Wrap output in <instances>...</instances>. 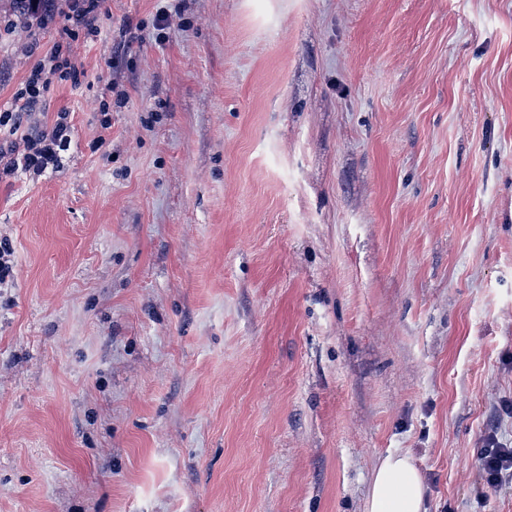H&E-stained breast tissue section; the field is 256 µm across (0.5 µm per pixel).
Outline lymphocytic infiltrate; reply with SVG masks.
Wrapping results in <instances>:
<instances>
[{"label": "lymphocytic infiltrate", "mask_w": 512, "mask_h": 512, "mask_svg": "<svg viewBox=\"0 0 512 512\" xmlns=\"http://www.w3.org/2000/svg\"><path fill=\"white\" fill-rule=\"evenodd\" d=\"M59 16L60 40L43 62L38 63L14 92L8 108L0 110V179L24 172L35 176L58 170L61 154L72 143L73 126L68 113H58L54 123L33 132L25 120L40 107L53 82L78 83L81 70L69 43L78 38L95 40L100 33L97 18L103 0H63ZM479 468L489 486L512 481V448L495 435H487L478 457Z\"/></svg>", "instance_id": "f902f5d3"}]
</instances>
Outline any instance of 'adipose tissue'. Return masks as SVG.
I'll list each match as a JSON object with an SVG mask.
<instances>
[{
    "label": "adipose tissue",
    "mask_w": 512,
    "mask_h": 512,
    "mask_svg": "<svg viewBox=\"0 0 512 512\" xmlns=\"http://www.w3.org/2000/svg\"><path fill=\"white\" fill-rule=\"evenodd\" d=\"M423 494L420 473L411 459L389 455L372 475L366 512H421Z\"/></svg>",
    "instance_id": "ef3b65f1"
}]
</instances>
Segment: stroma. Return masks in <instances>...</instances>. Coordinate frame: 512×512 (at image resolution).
I'll return each instance as SVG.
<instances>
[{
	"label": "stroma",
	"instance_id": "1",
	"mask_svg": "<svg viewBox=\"0 0 512 512\" xmlns=\"http://www.w3.org/2000/svg\"><path fill=\"white\" fill-rule=\"evenodd\" d=\"M16 18L0 107L56 37ZM100 27L31 120L61 168L0 181V512H365L390 453L423 512H512V0ZM484 448L478 457L479 468L489 486L495 487L507 480L512 481V448H507L494 434L484 439Z\"/></svg>",
	"mask_w": 512,
	"mask_h": 512
}]
</instances>
